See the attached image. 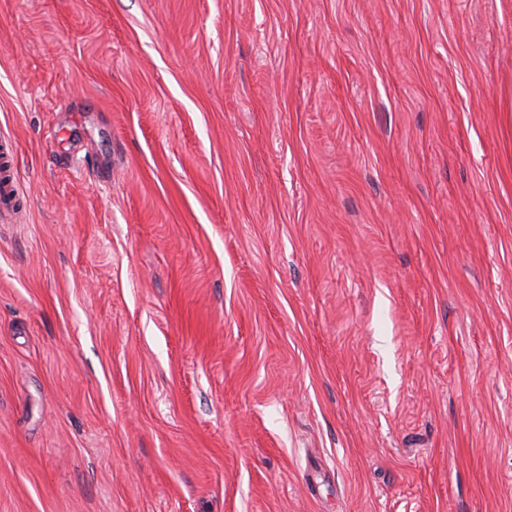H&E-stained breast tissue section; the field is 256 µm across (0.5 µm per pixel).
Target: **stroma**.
Returning <instances> with one entry per match:
<instances>
[{
  "label": "stroma",
  "instance_id": "35a3bbf8",
  "mask_svg": "<svg viewBox=\"0 0 512 512\" xmlns=\"http://www.w3.org/2000/svg\"><path fill=\"white\" fill-rule=\"evenodd\" d=\"M0 512H512V0H0ZM2 181V191L0 195V222L11 216L13 213L12 202L16 196L21 195L20 187L16 178L4 176Z\"/></svg>",
  "mask_w": 512,
  "mask_h": 512
}]
</instances>
